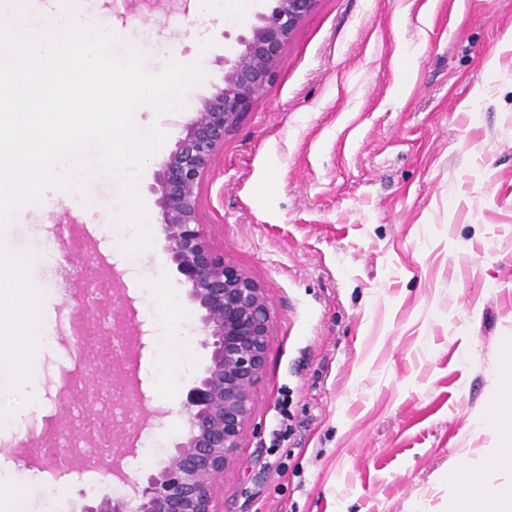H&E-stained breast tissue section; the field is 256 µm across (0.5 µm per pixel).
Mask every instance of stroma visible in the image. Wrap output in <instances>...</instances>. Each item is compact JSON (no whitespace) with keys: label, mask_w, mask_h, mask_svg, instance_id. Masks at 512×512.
<instances>
[{"label":"stroma","mask_w":512,"mask_h":512,"mask_svg":"<svg viewBox=\"0 0 512 512\" xmlns=\"http://www.w3.org/2000/svg\"><path fill=\"white\" fill-rule=\"evenodd\" d=\"M264 5L203 21L193 0H78L76 12L118 30L113 55L136 49L152 75L180 59L205 74L181 107L133 115L138 130L165 136L137 183L153 245L123 252L133 236L118 220L124 178L99 169L85 188L93 215L63 200L22 208L0 237L34 257L43 315L69 309L63 242L76 258L77 238L92 243L102 291L122 290L103 314L122 311L117 328L143 336L141 385L123 396L145 395L149 411L135 455L120 461L130 475L156 471L181 440L182 402L210 362L149 187ZM199 206L211 240L275 311L219 512H448L456 467L481 468L491 445L512 448L501 391L512 379V0H317L272 85L225 137ZM168 289L174 313L156 298ZM172 319L191 346L161 366L157 338ZM69 338L57 333L40 355L44 396L17 410L23 430L0 429L29 512L50 496L56 512H80L118 490L93 471L32 482L36 467L17 449L64 414L62 377L86 373ZM284 416L292 432L272 445Z\"/></svg>","instance_id":"obj_1"}]
</instances>
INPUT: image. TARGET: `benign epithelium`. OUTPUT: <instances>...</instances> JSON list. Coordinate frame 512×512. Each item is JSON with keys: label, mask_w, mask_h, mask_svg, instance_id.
<instances>
[{"label": "benign epithelium", "mask_w": 512, "mask_h": 512, "mask_svg": "<svg viewBox=\"0 0 512 512\" xmlns=\"http://www.w3.org/2000/svg\"><path fill=\"white\" fill-rule=\"evenodd\" d=\"M315 2L268 0L266 11L256 14L249 33L239 36L237 48L224 58L223 84L202 100L155 172L150 192L157 195L166 249L188 297L202 310V345L211 349L210 364L187 392V431L162 468L136 479L114 464L99 469L128 492L86 505L83 512H216L218 479L237 461L265 371L274 309L263 289L210 241L199 216L200 186L226 134L274 81L284 47ZM62 258L69 287L85 283L97 268L92 252L76 262L65 248ZM73 301L71 321L85 328L101 299L80 289Z\"/></svg>", "instance_id": "7a95c632"}]
</instances>
